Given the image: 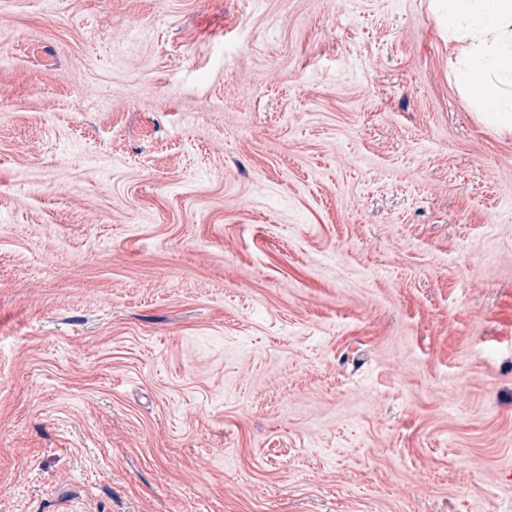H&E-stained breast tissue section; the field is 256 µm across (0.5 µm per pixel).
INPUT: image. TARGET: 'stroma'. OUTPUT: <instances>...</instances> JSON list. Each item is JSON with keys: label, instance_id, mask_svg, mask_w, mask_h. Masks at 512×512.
Masks as SVG:
<instances>
[{"label": "stroma", "instance_id": "stroma-1", "mask_svg": "<svg viewBox=\"0 0 512 512\" xmlns=\"http://www.w3.org/2000/svg\"><path fill=\"white\" fill-rule=\"evenodd\" d=\"M431 0H0V512H512V136Z\"/></svg>", "mask_w": 512, "mask_h": 512}]
</instances>
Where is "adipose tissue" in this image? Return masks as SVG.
I'll return each instance as SVG.
<instances>
[{
	"mask_svg": "<svg viewBox=\"0 0 512 512\" xmlns=\"http://www.w3.org/2000/svg\"><path fill=\"white\" fill-rule=\"evenodd\" d=\"M460 52L458 84L512 133V0H442Z\"/></svg>",
	"mask_w": 512,
	"mask_h": 512,
	"instance_id": "ef3b65f1",
	"label": "adipose tissue"
}]
</instances>
